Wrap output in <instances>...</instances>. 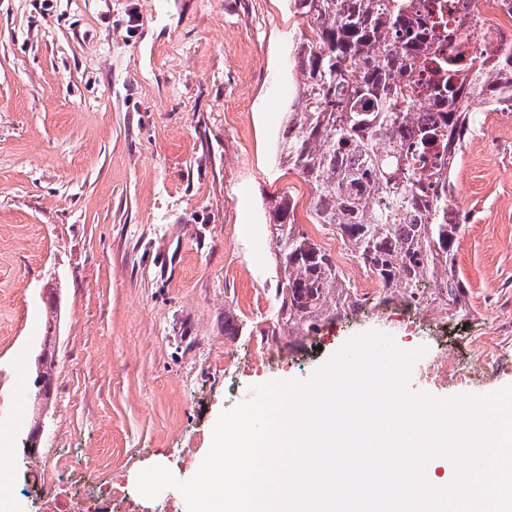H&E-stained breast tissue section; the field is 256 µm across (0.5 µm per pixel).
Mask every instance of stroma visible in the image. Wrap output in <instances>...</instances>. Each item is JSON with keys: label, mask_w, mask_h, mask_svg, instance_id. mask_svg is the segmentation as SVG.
Here are the masks:
<instances>
[{"label": "stroma", "mask_w": 512, "mask_h": 512, "mask_svg": "<svg viewBox=\"0 0 512 512\" xmlns=\"http://www.w3.org/2000/svg\"><path fill=\"white\" fill-rule=\"evenodd\" d=\"M308 34L288 0H0V477L79 453L132 484L155 465L189 479L222 411L368 330L432 356L442 322L465 358L483 326L512 346V113L485 111L454 174L467 315L437 307L410 328L385 303L292 337L275 366L245 360L278 304L269 196L291 193L301 229L343 245L277 157ZM48 331L57 373L26 457L17 393L34 394ZM509 385L512 357L465 389L410 380L439 399Z\"/></svg>", "instance_id": "1"}]
</instances>
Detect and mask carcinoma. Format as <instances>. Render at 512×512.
I'll return each mask as SVG.
<instances>
[{
	"label": "carcinoma",
	"mask_w": 512,
	"mask_h": 512,
	"mask_svg": "<svg viewBox=\"0 0 512 512\" xmlns=\"http://www.w3.org/2000/svg\"><path fill=\"white\" fill-rule=\"evenodd\" d=\"M289 6L310 36L295 50L302 80L279 159L309 186L315 223L336 226L383 300L431 279L440 288L432 301L466 313L456 267L464 215L452 206L453 175L474 126L472 100L512 108V37L487 24L476 0L438 2L426 14L411 0ZM453 15L485 30L482 51L470 49ZM419 105L430 116L417 124ZM439 154L448 156V171H429L428 158ZM269 216L281 280L266 336L278 344L336 319L345 284L336 260L300 229L293 197L272 198ZM54 367L52 352L37 359L36 378L53 383Z\"/></svg>",
	"instance_id": "obj_1"
}]
</instances>
